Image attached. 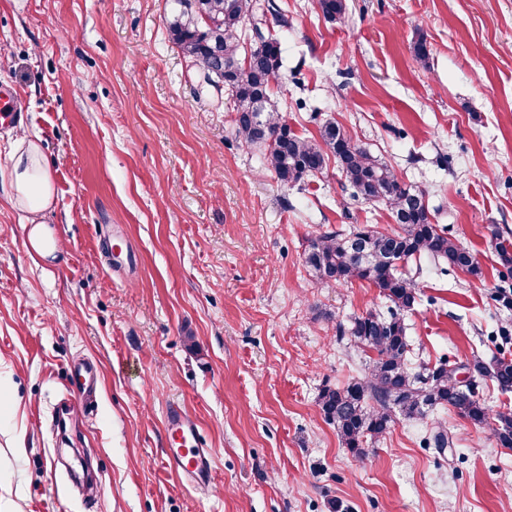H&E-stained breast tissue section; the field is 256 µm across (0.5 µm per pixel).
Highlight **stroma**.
<instances>
[{
	"instance_id": "obj_1",
	"label": "stroma",
	"mask_w": 512,
	"mask_h": 512,
	"mask_svg": "<svg viewBox=\"0 0 512 512\" xmlns=\"http://www.w3.org/2000/svg\"><path fill=\"white\" fill-rule=\"evenodd\" d=\"M177 10L0 0V86L22 106L0 125V512H512V448L453 410L396 418L363 456L343 448L317 396L375 354L335 325L388 302L361 281L316 283L304 254L328 230L397 225L335 162L283 187L237 139L230 94L170 41ZM256 24L281 42L271 104L291 129L344 127L480 261L478 279L401 264L421 292L405 315L413 363L512 357L492 243L512 238V0H346L333 25L315 0H253L243 47ZM22 134L54 178L51 260L30 256L7 200ZM82 363L99 369L96 401L64 444L46 420ZM173 402L214 456L208 487L168 465ZM436 427L449 447L428 446Z\"/></svg>"
}]
</instances>
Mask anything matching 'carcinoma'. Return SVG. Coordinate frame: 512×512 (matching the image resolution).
<instances>
[{"mask_svg": "<svg viewBox=\"0 0 512 512\" xmlns=\"http://www.w3.org/2000/svg\"><path fill=\"white\" fill-rule=\"evenodd\" d=\"M179 12L168 23V36L188 57L202 82L220 92H231L236 131L247 146L263 144L266 163L284 186H295L323 171L334 157L343 188L351 196L390 207L400 231L386 234L365 225L349 233L331 230L310 240L304 264L313 278L325 284L365 281L390 303L387 313L367 312L349 324H336V336L351 337L357 345L376 352L369 373L342 387H324L318 406L326 420L336 424L345 448L355 457L364 444L383 436L399 414L424 419L437 407L450 408L475 425L493 423L497 444L512 448V412L490 415L476 396V378H488L505 392L512 391V358L469 363L472 379L458 384L448 363L410 367V343L404 315L414 310L418 285L398 271V261L426 257L452 270L481 276L474 254L448 236V228L431 221L422 192L406 185L393 170L354 143L334 122L319 128V139L292 131L286 120L267 110L271 82L281 68V43L260 27L254 28L255 46L241 54L239 29L252 12V0H178ZM324 19L336 22L346 11L345 0H316ZM502 270L500 281L512 280V242L494 235Z\"/></svg>", "mask_w": 512, "mask_h": 512, "instance_id": "obj_1", "label": "carcinoma"}]
</instances>
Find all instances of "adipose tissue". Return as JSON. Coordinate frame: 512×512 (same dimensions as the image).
I'll return each instance as SVG.
<instances>
[{"label":"adipose tissue","instance_id":"1","mask_svg":"<svg viewBox=\"0 0 512 512\" xmlns=\"http://www.w3.org/2000/svg\"><path fill=\"white\" fill-rule=\"evenodd\" d=\"M9 161V197L26 214L32 251L42 259L53 256L59 242L47 226V217L54 207L55 186L39 142L29 138L17 141Z\"/></svg>","mask_w":512,"mask_h":512}]
</instances>
